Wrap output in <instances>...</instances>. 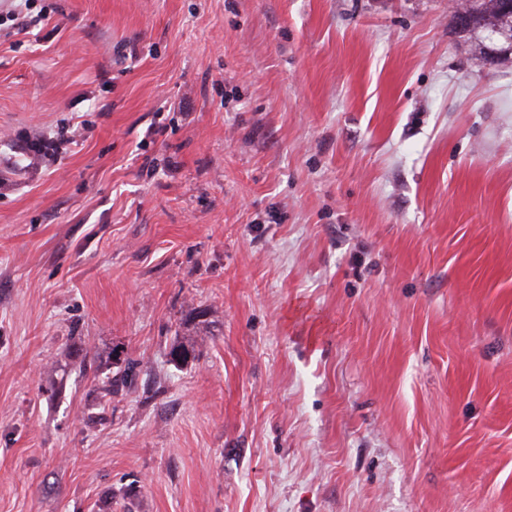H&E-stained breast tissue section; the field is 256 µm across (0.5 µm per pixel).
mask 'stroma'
<instances>
[{"mask_svg": "<svg viewBox=\"0 0 512 512\" xmlns=\"http://www.w3.org/2000/svg\"><path fill=\"white\" fill-rule=\"evenodd\" d=\"M32 8L0 512H512V63L448 0Z\"/></svg>", "mask_w": 512, "mask_h": 512, "instance_id": "1", "label": "stroma"}]
</instances>
